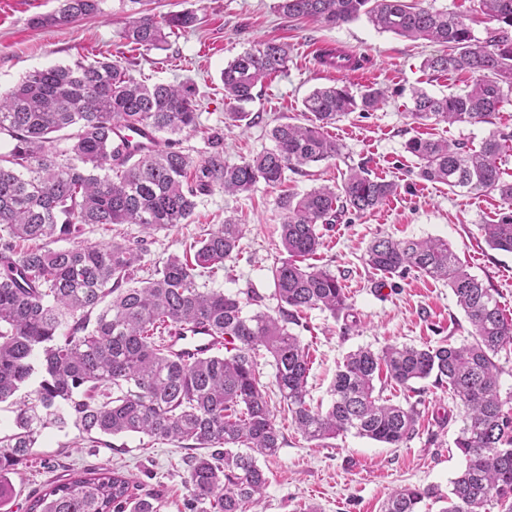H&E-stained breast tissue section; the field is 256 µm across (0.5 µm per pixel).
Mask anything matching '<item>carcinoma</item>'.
<instances>
[{"label":"carcinoma","mask_w":512,"mask_h":512,"mask_svg":"<svg viewBox=\"0 0 512 512\" xmlns=\"http://www.w3.org/2000/svg\"><path fill=\"white\" fill-rule=\"evenodd\" d=\"M103 0H60L53 12L30 19L35 29L66 27L101 12ZM288 20L336 26L362 16L383 32L441 45L426 60L432 75L470 73L472 84L455 94L412 95L411 117L437 123L491 124L512 95V0H480V11L499 26L479 41L466 18L431 10L418 0H276ZM190 11L160 20L143 14L123 22L120 39L138 49H160L169 35L193 28ZM287 44L261 42L229 62L221 74L231 119L250 128L263 121L245 105L272 76L286 71ZM329 68L355 69L352 56L325 49ZM385 91L367 86L355 96L338 86L318 88L304 100L311 123L288 121L269 131L273 146L241 160L224 161V131L211 128L195 158L174 135L199 126L196 89L188 83L146 85L110 58L29 71L0 95V135L14 142L0 155V404L14 413L0 432V512L14 497L10 475L28 460L44 429L73 427L92 443L104 436L142 434L185 448H207L188 460V512H257L267 478L258 457L277 454L268 386L259 348L273 359L275 385L297 431L322 441L353 431L402 448L418 433L414 406L393 404L376 392L385 377L409 389L434 378L448 384L463 407L455 447L464 468L448 494L434 486L395 490L383 512H420L428 499H443L442 512H486L494 497L512 512V413L502 409L501 351L512 347V322L497 291L484 285L439 238L372 241L364 262L386 278L410 271L448 284L472 331L459 345L421 348L361 347L336 372L332 403L311 407L308 352L288 328L313 309L349 317L341 281L306 263L323 246L321 228L346 212L366 213L397 191V184L351 167L339 186H320L301 197L279 199L280 244L285 257L272 267L277 314L245 312L260 305L252 289L226 294L198 283L224 269L240 253L245 225L229 217L217 228L144 271L146 239L99 245L79 240L84 227L137 224L152 235L188 224L197 198L218 189L228 196L275 186L287 172L335 160L341 145L328 127L360 110L377 109ZM167 134L164 145L131 158L115 143L120 129ZM423 180L499 195L507 205L498 221L481 225L487 244L512 253V181L503 179V158L512 151V130L498 129L479 148L418 136L405 143ZM60 241L70 247L56 248ZM202 328L224 337V351L194 361L170 354L169 336ZM129 477L107 468L51 481L28 512H161L158 497H135Z\"/></svg>","instance_id":"obj_1"}]
</instances>
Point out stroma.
Segmentation results:
<instances>
[{"label": "stroma", "instance_id": "stroma-1", "mask_svg": "<svg viewBox=\"0 0 512 512\" xmlns=\"http://www.w3.org/2000/svg\"><path fill=\"white\" fill-rule=\"evenodd\" d=\"M275 0H103L101 13L62 28L31 27L37 14L55 10L58 0H0V94L11 90L29 71L54 65L85 63L103 57L135 60L134 75L147 83L193 84L201 101V131L182 136V146L201 152L203 129L224 126L231 105L224 97V67L256 43L276 40L290 44L292 59L284 73L268 80L249 109L263 113V124L235 128L224 137V158L240 162L271 147L265 123L274 118L302 117L303 101L313 90L345 86L359 93L364 86L384 90L385 101L371 112H354L328 129L342 147L340 158L311 164L305 173L288 174L278 186L258 183L238 197L221 191L200 196L190 223L144 237L135 224L111 228L87 226L85 239L105 244L115 238L146 239L147 264L183 254L185 244L204 230L233 216L245 224L240 254L225 261L213 287L234 293L253 287L264 295V308L275 312L271 267L280 256L278 227L281 196L303 195L322 185H340L348 167L362 166L372 175L396 181L398 190L382 205L363 215L347 214L324 232V244L312 259L331 270L344 285L351 313L358 325L345 331L343 319L318 309L300 315L291 331L307 348L310 359L308 388L313 403L330 405V384L339 362L351 351L388 345L461 343L470 325L448 286L413 272L379 287V274L363 256L372 240L441 238L447 240L471 274L495 288L502 311L512 318V253L486 244L481 225L495 221L505 204L496 194L474 195L441 183L420 180L416 159L405 143L414 136L448 139L479 146L493 129L512 128V102L506 103L493 124L417 123L409 115L411 91L420 88L435 96L459 92L463 74L431 77L425 60L439 45L412 41L380 32L366 19L325 27L305 20L290 22L273 8ZM191 11L194 28L170 37L165 48L134 51L119 31L127 16L144 12L155 17ZM332 45L365 59L358 73L327 71L319 64L318 47ZM384 397L413 404L420 412L418 433L407 447L389 448L348 433L323 441H306L272 394L273 420L282 433L275 456L260 459L267 477L261 512H382L389 495L403 486H439L464 467L454 440L462 410L447 386L432 380L407 391L386 381ZM75 428L46 429L27 463L12 475L15 494L11 512H26L31 498L47 481L89 468L119 469L137 488L162 495L161 512H185L188 496L184 461L189 449L144 435L112 438L109 447H74Z\"/></svg>", "mask_w": 512, "mask_h": 512}]
</instances>
